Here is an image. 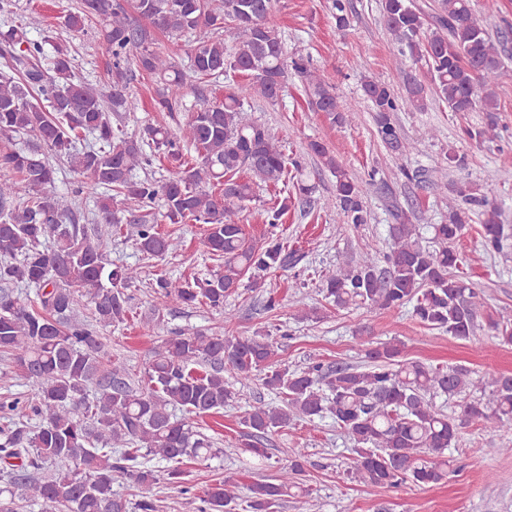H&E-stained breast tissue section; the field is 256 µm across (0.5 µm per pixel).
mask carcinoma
<instances>
[{"instance_id": "1", "label": "carcinoma", "mask_w": 512, "mask_h": 512, "mask_svg": "<svg viewBox=\"0 0 512 512\" xmlns=\"http://www.w3.org/2000/svg\"><path fill=\"white\" fill-rule=\"evenodd\" d=\"M273 0H133V9L150 27L133 23L114 0H77L63 16V27L78 32L97 16L105 22L104 40L112 55L111 91L75 78L71 45L52 44L45 66L43 43L28 37L38 29L37 16L0 31V169L16 185L0 182V352L35 388L23 400L0 401V463L9 487L0 490V512H19L30 502L38 512H159L147 495L132 502L117 488L135 483L148 491L156 483L146 460L168 463L167 480L185 483L183 466L215 455L211 441L187 417L218 414L238 397L224 373L249 380L265 370L262 384L281 403L258 402L241 418L243 447L266 459L263 440L297 419L330 418L354 444L351 477L366 485L393 488L405 483L436 484L448 477L464 422H479L491 431L512 429V376L473 375L463 366L440 367L401 359L392 342H367L364 369L312 361L291 370L276 360L278 343L271 336H233L195 331L164 336L161 316L145 328L162 336L142 374L112 365L103 330L125 321L130 312L125 290L141 279L139 266H112L106 244L119 231L117 215L132 204L150 208L163 201L170 224L206 225L205 246L223 261V270L191 281L164 276L152 284L164 303L224 309L244 276L251 288L264 285L263 274L287 270L296 254L278 238L258 247L241 224L255 188L276 184L294 168L301 196L305 183L301 162H288L279 138L267 126L244 119L249 100H276L288 71L301 82L308 108L339 126L355 125L359 116L343 109L335 85L312 68L309 58L288 57L280 32L270 24ZM336 26H349L350 0H332ZM381 20L396 45L395 68L408 58L421 65L423 78L406 76L394 90L373 77L361 80L377 135L401 160L416 149L401 133L396 113L423 112L429 92L461 120L472 112L487 113L481 127L462 128L468 140L481 144L499 137V104L495 87L506 59L512 57L501 35L493 36L474 10L473 0H438L431 15L414 0H380ZM197 35L184 69L157 42ZM234 37L227 51L224 33ZM199 79L251 76L246 93L228 92L189 111L178 130L156 122L129 135L114 129L112 115L136 109L128 92L139 73L157 85V104L164 112L182 107L188 73ZM90 135L92 143L84 142ZM194 148L189 161L185 150ZM308 150L335 178L336 201L343 223H367L361 185L321 142ZM157 153L170 176L162 182L133 179V171ZM63 158L92 190L104 189L93 229L76 224L74 197L55 186L49 156ZM247 169L250 177L236 175ZM407 181L427 179L448 197V213L439 224H416V214H400L389 225L390 246L381 256L367 253L347 259L325 279V298L338 309L368 311L412 308V316L430 329L459 340L474 335L480 322L512 342V314L487 312L478 289L457 274L459 258L451 247L477 216L483 250L504 253L512 226L504 223L491 184L448 189L442 169L426 172L399 166ZM439 244H422V229ZM130 237L146 259H162L178 241L160 232L143 215L134 220ZM35 289L34 300H21L15 289ZM459 398V415H447L432 396ZM179 409L186 417L179 418ZM37 425L28 427L23 418ZM305 455L292 450L288 464L273 480L249 486L252 512H278L283 496L310 497L303 483ZM237 483L218 478L206 493L209 512H230Z\"/></svg>"}]
</instances>
